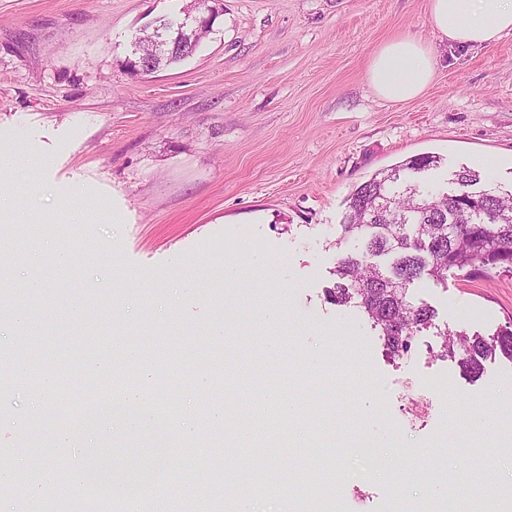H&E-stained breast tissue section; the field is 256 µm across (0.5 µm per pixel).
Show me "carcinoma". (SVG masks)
I'll use <instances>...</instances> for the list:
<instances>
[{"instance_id": "cac0c4a2", "label": "carcinoma", "mask_w": 512, "mask_h": 512, "mask_svg": "<svg viewBox=\"0 0 512 512\" xmlns=\"http://www.w3.org/2000/svg\"><path fill=\"white\" fill-rule=\"evenodd\" d=\"M192 54L177 50L171 58L127 65L136 75H150ZM440 164L434 155L411 158L357 185L336 237L338 249L352 238L361 246L338 258L328 297L356 307L394 360L434 325V310L412 301L417 281L445 282L450 271L512 273V187H489L479 172L462 167L447 185L421 189L424 174ZM440 335L438 356L457 361L466 374L481 375L484 363L498 354L512 361V329L489 336L447 329ZM160 454L155 447L136 459L133 472L153 471Z\"/></svg>"}]
</instances>
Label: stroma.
Masks as SVG:
<instances>
[{"label": "stroma", "mask_w": 512, "mask_h": 512, "mask_svg": "<svg viewBox=\"0 0 512 512\" xmlns=\"http://www.w3.org/2000/svg\"><path fill=\"white\" fill-rule=\"evenodd\" d=\"M193 55L143 76L126 66L147 24L190 0H0V194L23 242L65 241L73 262L13 261L10 305L40 323L43 369L146 345L196 429L166 459L167 494L192 449L195 488L250 448L277 473L321 469L328 512H390L389 492L419 512H470L443 474L486 490L512 482V361L469 379L439 358V337L386 357L362 315L326 297L347 198L373 174L440 156L512 184V36L466 49L440 43L427 0H222ZM423 37L438 71L415 100L390 104L366 81L384 41ZM442 328L512 329V274L415 283ZM279 343L263 350L268 335ZM280 390L295 411L265 404ZM254 439L218 416L227 406ZM20 382L0 384V440L53 444ZM379 442L377 467L362 454ZM470 458L459 457L461 446Z\"/></svg>", "instance_id": "1"}]
</instances>
